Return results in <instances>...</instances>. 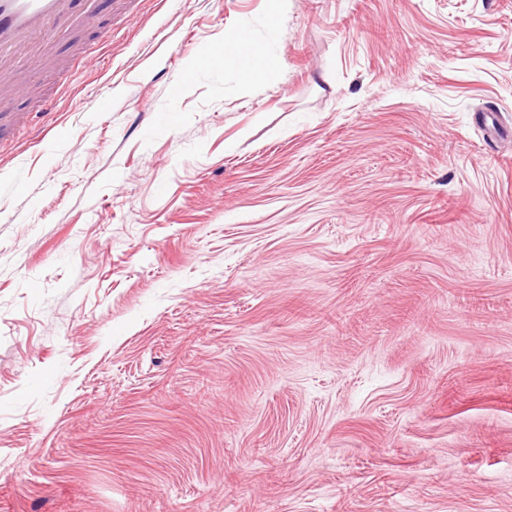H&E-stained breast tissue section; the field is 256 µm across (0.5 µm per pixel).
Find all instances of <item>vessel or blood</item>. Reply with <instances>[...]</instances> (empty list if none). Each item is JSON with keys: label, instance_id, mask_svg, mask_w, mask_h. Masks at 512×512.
Returning a JSON list of instances; mask_svg holds the SVG:
<instances>
[{"label": "vessel or blood", "instance_id": "b4317fda", "mask_svg": "<svg viewBox=\"0 0 512 512\" xmlns=\"http://www.w3.org/2000/svg\"><path fill=\"white\" fill-rule=\"evenodd\" d=\"M77 0H0V78L38 60L32 39L67 23Z\"/></svg>", "mask_w": 512, "mask_h": 512}]
</instances>
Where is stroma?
I'll list each match as a JSON object with an SVG mask.
<instances>
[{
    "instance_id": "35a3bbf8",
    "label": "stroma",
    "mask_w": 512,
    "mask_h": 512,
    "mask_svg": "<svg viewBox=\"0 0 512 512\" xmlns=\"http://www.w3.org/2000/svg\"><path fill=\"white\" fill-rule=\"evenodd\" d=\"M14 79L0 512H512V0H138ZM252 61L243 68V75L247 80L256 81L265 78L276 69L278 58L275 55L264 54Z\"/></svg>"
}]
</instances>
